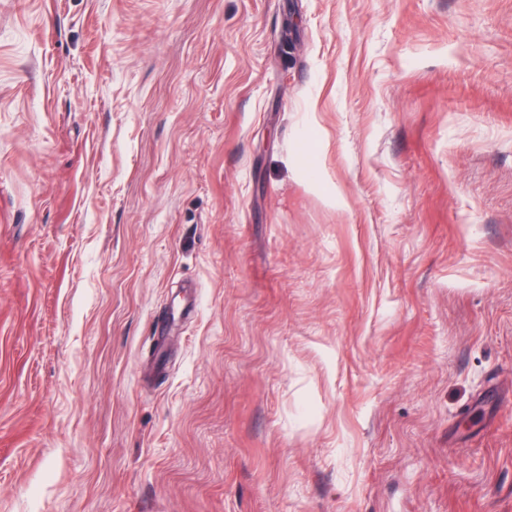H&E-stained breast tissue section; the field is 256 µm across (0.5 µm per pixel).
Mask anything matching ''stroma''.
I'll list each match as a JSON object with an SVG mask.
<instances>
[{
    "label": "stroma",
    "mask_w": 512,
    "mask_h": 512,
    "mask_svg": "<svg viewBox=\"0 0 512 512\" xmlns=\"http://www.w3.org/2000/svg\"><path fill=\"white\" fill-rule=\"evenodd\" d=\"M0 512H512V0H0Z\"/></svg>",
    "instance_id": "35a3bbf8"
}]
</instances>
